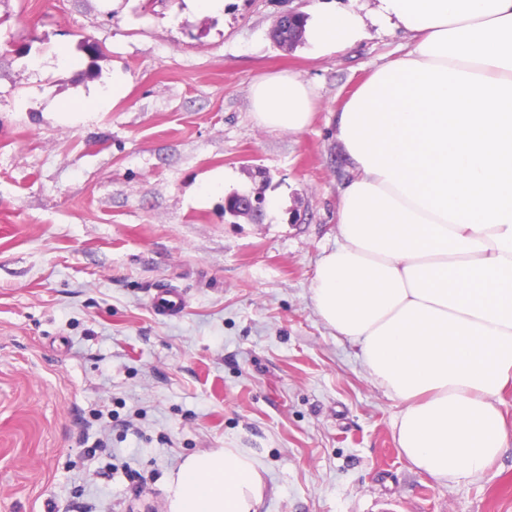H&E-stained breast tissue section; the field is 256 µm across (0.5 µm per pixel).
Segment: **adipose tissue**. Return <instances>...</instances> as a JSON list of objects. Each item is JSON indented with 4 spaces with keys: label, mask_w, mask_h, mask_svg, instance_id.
I'll use <instances>...</instances> for the list:
<instances>
[{
    "label": "adipose tissue",
    "mask_w": 512,
    "mask_h": 512,
    "mask_svg": "<svg viewBox=\"0 0 512 512\" xmlns=\"http://www.w3.org/2000/svg\"><path fill=\"white\" fill-rule=\"evenodd\" d=\"M377 19L409 42L336 115L352 176L312 300L399 403L408 462L466 482L512 438V0H379ZM305 30L337 52L363 35L357 16L326 9ZM251 97L267 129L310 122L297 76L262 77ZM164 491L167 512H255L264 481L249 454L218 448L184 459Z\"/></svg>",
    "instance_id": "obj_1"
}]
</instances>
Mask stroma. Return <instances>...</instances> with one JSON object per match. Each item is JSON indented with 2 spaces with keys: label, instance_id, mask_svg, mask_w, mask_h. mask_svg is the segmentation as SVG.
Masks as SVG:
<instances>
[{
  "label": "stroma",
  "instance_id": "obj_1",
  "mask_svg": "<svg viewBox=\"0 0 512 512\" xmlns=\"http://www.w3.org/2000/svg\"><path fill=\"white\" fill-rule=\"evenodd\" d=\"M318 7L365 37L274 45L281 13ZM377 8L0 0V512H165L168 475L211 448L255 459L257 512H512V440L473 481L413 468L398 403L311 299L351 176L335 115L405 52ZM282 71L309 87L304 130L253 117V81ZM234 192L263 216H226Z\"/></svg>",
  "mask_w": 512,
  "mask_h": 512
}]
</instances>
